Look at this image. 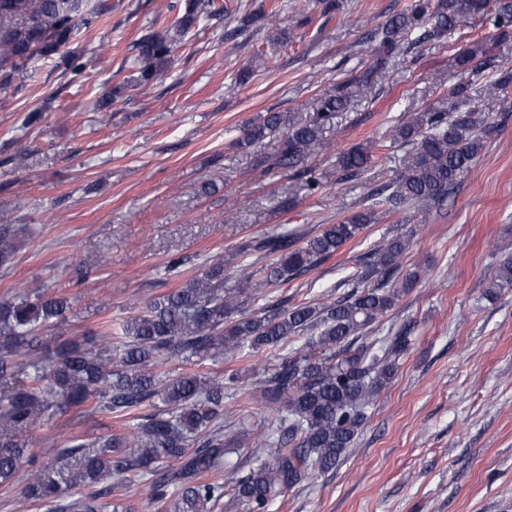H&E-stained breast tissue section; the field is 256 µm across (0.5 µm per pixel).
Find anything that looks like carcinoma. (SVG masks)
Returning <instances> with one entry per match:
<instances>
[{"mask_svg": "<svg viewBox=\"0 0 512 512\" xmlns=\"http://www.w3.org/2000/svg\"><path fill=\"white\" fill-rule=\"evenodd\" d=\"M171 9L177 15L167 29L150 32L136 44L139 86L166 75L177 44L193 27L203 20L222 22L227 14L219 0H177ZM102 15L97 0H0V90L11 89L15 79L27 75L33 61L64 56L78 31L93 30ZM478 15L491 22L494 34L459 49L454 57L456 68L472 78L387 132L391 143L412 146V157L373 196L386 206L384 213L402 215L400 223H425L481 157L486 136L512 115V67L499 69L496 102L473 93L483 68L494 64L491 40L512 30V0H411L368 37L370 63L344 71L334 91L318 98L306 118L269 112L262 123L243 130L239 145L251 146L286 128L264 163L268 170L298 180L306 195L317 193L321 177L303 167L305 159L325 149L323 130L351 99L386 75L402 51L403 36L417 31L419 43L443 40ZM287 22L279 9L262 10L243 16L240 28L275 27L284 39L288 30L280 25ZM371 160L369 148L360 145L337 157L346 178L361 175ZM377 221L378 214L365 209L322 225L311 237L284 231L252 241L249 250L270 261L249 288L262 295L287 284ZM15 237V229L0 226V268L13 260ZM410 240L409 233L397 234L371 250L362 279L373 283L358 284L332 303L262 308L238 318L234 314L241 290L226 287L224 263L215 262L181 287L148 301L120 330L100 333L105 351L107 341H120L119 352L109 357L69 342L43 352L40 332L66 319L68 297L43 292L0 301V420L12 428L0 433V486L16 482L21 468L34 465L24 433L61 405L91 402L101 411L128 416L160 403L163 409L146 415L129 433L99 442L93 454L85 452L86 444L71 441L63 454L76 460L75 468L64 476L47 467L32 471L24 499L52 505L55 512H101L97 500L105 491L76 498L74 490L136 471L149 480L158 502L175 490L174 512H215L228 492L242 512H270L277 493L336 467L362 431L366 408L394 376L398 359L408 349L410 339L402 330L377 347L362 337L406 286L399 272ZM299 339V346L264 367L258 379L270 414L265 445L271 462L260 459L246 471L234 467L222 481L212 478L233 453L219 425L227 387L190 372L162 377L158 366L224 351L250 356ZM128 447L135 452L126 453Z\"/></svg>", "mask_w": 512, "mask_h": 512, "instance_id": "carcinoma-1", "label": "carcinoma"}]
</instances>
